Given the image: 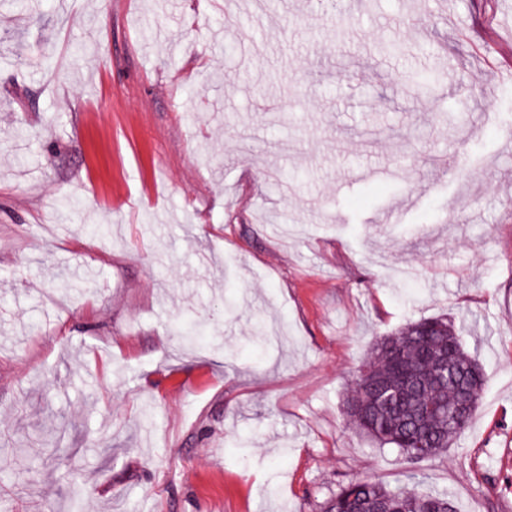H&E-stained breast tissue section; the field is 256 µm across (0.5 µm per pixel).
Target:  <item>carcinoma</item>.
Here are the masks:
<instances>
[{
  "instance_id": "cac0c4a2",
  "label": "carcinoma",
  "mask_w": 512,
  "mask_h": 512,
  "mask_svg": "<svg viewBox=\"0 0 512 512\" xmlns=\"http://www.w3.org/2000/svg\"><path fill=\"white\" fill-rule=\"evenodd\" d=\"M182 344L202 346L199 325L179 328ZM484 381L476 357L462 337L440 317L405 324L377 341L368 361L358 370L345 401L347 420L382 446L398 450L412 461L411 444L421 440L425 457L448 448L470 417L450 413L472 401L475 411ZM325 512H456L448 493H423L414 488L392 490L373 479H352L337 489Z\"/></svg>"
}]
</instances>
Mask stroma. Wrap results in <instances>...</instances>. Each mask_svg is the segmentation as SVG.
Listing matches in <instances>:
<instances>
[{
    "label": "stroma",
    "mask_w": 512,
    "mask_h": 512,
    "mask_svg": "<svg viewBox=\"0 0 512 512\" xmlns=\"http://www.w3.org/2000/svg\"><path fill=\"white\" fill-rule=\"evenodd\" d=\"M237 10L252 43L224 0H0V512L403 486L344 400L431 316L486 379L418 489L512 512V0Z\"/></svg>",
    "instance_id": "35a3bbf8"
}]
</instances>
